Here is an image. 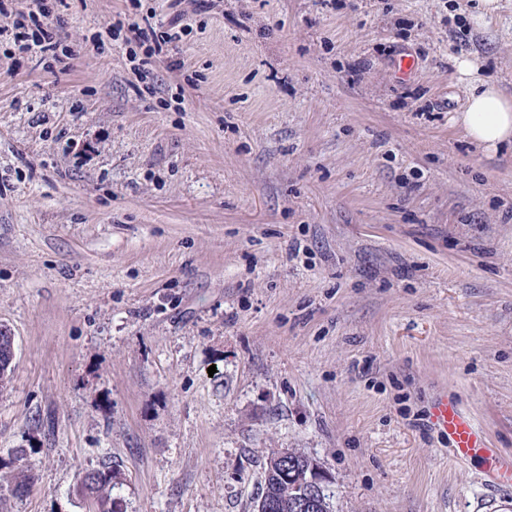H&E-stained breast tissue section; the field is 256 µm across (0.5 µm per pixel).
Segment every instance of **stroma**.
<instances>
[{
	"label": "stroma",
	"mask_w": 512,
	"mask_h": 512,
	"mask_svg": "<svg viewBox=\"0 0 512 512\" xmlns=\"http://www.w3.org/2000/svg\"><path fill=\"white\" fill-rule=\"evenodd\" d=\"M128 8L68 0L60 62L0 38V512L105 466L116 512H253L287 448L331 512H512L426 421L512 454V146L455 122L461 55L512 98V0H142L187 29L143 90L92 43Z\"/></svg>",
	"instance_id": "35a3bbf8"
}]
</instances>
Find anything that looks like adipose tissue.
I'll list each match as a JSON object with an SVG mask.
<instances>
[{"label": "adipose tissue", "instance_id": "obj_1", "mask_svg": "<svg viewBox=\"0 0 512 512\" xmlns=\"http://www.w3.org/2000/svg\"><path fill=\"white\" fill-rule=\"evenodd\" d=\"M460 75L470 86L467 105L457 122L465 135L489 152L512 142V100L506 98L493 79L482 77L477 55L456 61Z\"/></svg>", "mask_w": 512, "mask_h": 512}]
</instances>
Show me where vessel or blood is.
<instances>
[{
  "label": "vessel or blood",
  "mask_w": 512,
  "mask_h": 512,
  "mask_svg": "<svg viewBox=\"0 0 512 512\" xmlns=\"http://www.w3.org/2000/svg\"><path fill=\"white\" fill-rule=\"evenodd\" d=\"M429 418L433 426L447 436L453 457L464 461L475 457L483 459L489 486L496 488L512 481V457L491 447L487 434L459 408L453 397L436 396L429 408Z\"/></svg>",
  "instance_id": "vessel-or-blood-1"
}]
</instances>
